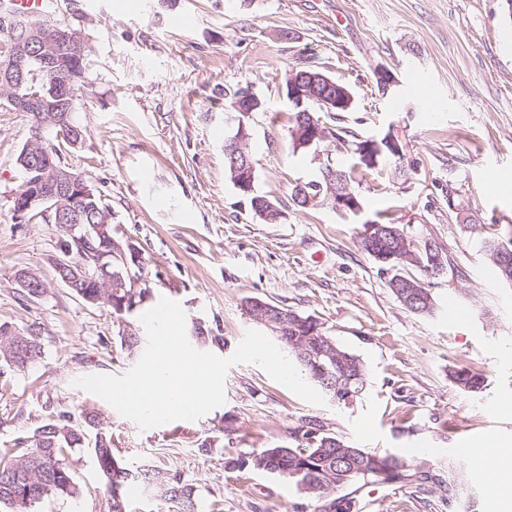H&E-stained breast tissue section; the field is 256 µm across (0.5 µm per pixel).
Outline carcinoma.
Here are the masks:
<instances>
[{
	"label": "carcinoma",
	"instance_id": "1",
	"mask_svg": "<svg viewBox=\"0 0 512 512\" xmlns=\"http://www.w3.org/2000/svg\"><path fill=\"white\" fill-rule=\"evenodd\" d=\"M89 52L77 55L69 47L57 44L53 50L52 64L42 65L32 60L20 86L15 92L26 95L31 88H36L41 95L52 102V107L44 112V118L57 122L65 117H75V97L77 91L85 83ZM314 119L325 132V137H331L343 149L357 153L365 141L356 134L341 128L331 129L319 106L311 99L305 100L302 107L294 106L289 115V128L302 126L309 119ZM231 144H224L225 167L229 180L237 187L238 193L247 198L254 214L263 217L269 208L271 200L260 194L255 186V166L244 165L241 156H232L228 151ZM32 148L42 155L51 158L52 163L63 162L65 151L58 142L42 140L29 147L23 146L16 158L21 182L17 192L33 195L39 192L37 185L28 178L25 169L27 149ZM331 176L335 185H352L358 180L356 166L337 168L326 164L322 168L321 177L307 183L306 190L295 189L292 195L294 203L302 208H314L325 203L328 194L326 176ZM78 219L82 224L107 225L112 229V206L100 190H95V199L75 211L70 205H65L61 221L64 224ZM375 227L374 233L378 238L374 242L365 243L364 234L367 225H360L357 232L359 247L382 267L396 268V273L388 281V287H393L396 280H409L416 287V300L402 297L398 291L394 296L407 309L414 313L429 314L434 310V300L430 291L419 279L411 274V270L420 271L430 267V259L438 257L444 267H450L448 254L437 245L424 240L419 242L420 248L409 253L398 251L396 236H404V227L394 222L386 214H377L370 221ZM501 239L494 238L483 242L482 248L487 259L494 266L500 281L512 284V268L500 264L497 256ZM79 291L84 294L103 292L111 304L103 309L112 315V320L120 322L126 317L122 313L123 301L129 287H122L117 279H112V285L100 290L93 284L81 281ZM312 316L301 315L288 310L285 315V326L281 328L278 340L291 353L305 375L328 390L331 385H340L342 395L336 396L339 405L348 406L365 388V368L358 356L354 355L340 344L334 337L322 329L312 333L308 321ZM331 341L332 357L309 359L303 349L314 347L318 343ZM43 346L41 337L33 331H12L5 325H0V376L6 372H23L42 358ZM452 382L461 390L478 393L483 389L485 377L483 374L468 368H460L450 373ZM313 431L303 433L306 447L303 449L287 446H275L253 450L232 461L238 468L250 467L288 478L305 490L313 499V512H351V502L332 496L341 482L349 478L351 482L371 480L373 482H397L411 479L422 485L431 480V476L423 471H411L409 465L392 455H382L365 448L348 444L334 436L324 433L316 436L317 442L308 440ZM84 445L92 447L99 471L102 475H110L112 483L124 485L128 480H139L157 495L172 504L175 512H197L198 504L195 487L180 476L167 472L153 470L145 473H134L124 467L112 451V436L101 426L99 417L94 412H81L74 415L69 411L51 412L36 428L33 434L32 447L24 449L11 457L0 454V507L10 512H33L28 503L39 504L46 498H74L80 494V487L75 480L68 463V454L75 448ZM21 472L24 482L17 484V490L5 494L3 485L11 483L16 472Z\"/></svg>",
	"mask_w": 512,
	"mask_h": 512
}]
</instances>
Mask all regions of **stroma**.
Masks as SVG:
<instances>
[{
	"label": "stroma",
	"instance_id": "stroma-1",
	"mask_svg": "<svg viewBox=\"0 0 512 512\" xmlns=\"http://www.w3.org/2000/svg\"><path fill=\"white\" fill-rule=\"evenodd\" d=\"M49 18L82 27L90 46L75 108L85 139L64 162L106 196L114 234L142 248L153 279L147 307L164 297L180 303L187 327L218 330L220 342L205 349L221 357L256 327L247 299L312 315L362 359L366 389L350 407L315 406L257 365L239 364L226 375L222 406L143 431L73 387L82 376L123 374L137 358L107 311L53 281L56 225L17 223L15 159L32 121L0 97V325L43 342L35 366L0 377V448L31 447L48 411H94L127 468L180 475L194 485L199 512H312L294 482L231 461L300 447L314 427L444 483L336 489L355 501L353 512H504L498 493L469 482L473 461L450 453L466 435L475 447L507 451L512 468V285L481 249L484 237L512 236L504 221L512 216V19L503 0H54ZM317 59L353 91L341 126L404 154L402 176L361 168L357 217L292 201L324 163L358 161L329 141L291 144L286 75ZM379 68L396 79L385 95ZM245 84L265 103L243 121L257 190L282 212L275 224L253 215L226 173L224 143L236 128L224 121V91ZM428 99L440 111H425ZM379 213L437 243L455 265L454 276L421 278L433 313L405 308L389 272L358 246L360 220ZM23 267L50 279L41 300L20 301L12 275ZM454 302L472 310L468 325L449 321ZM453 368L484 374L485 389L461 391L448 378ZM69 464L82 494L46 499L36 512H112L91 450L75 449Z\"/></svg>",
	"mask_w": 512,
	"mask_h": 512
}]
</instances>
